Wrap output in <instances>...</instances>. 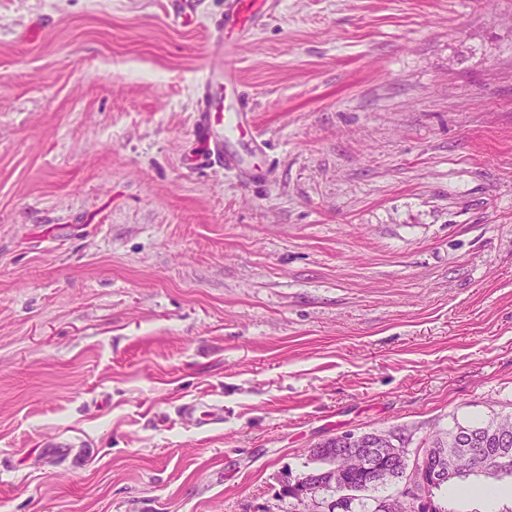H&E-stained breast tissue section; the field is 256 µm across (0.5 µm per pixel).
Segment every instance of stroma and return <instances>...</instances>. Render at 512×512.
<instances>
[{
	"label": "stroma",
	"mask_w": 512,
	"mask_h": 512,
	"mask_svg": "<svg viewBox=\"0 0 512 512\" xmlns=\"http://www.w3.org/2000/svg\"><path fill=\"white\" fill-rule=\"evenodd\" d=\"M223 8L0 0V512H305L326 438L512 413V0H281L258 185L188 166ZM197 0H168L167 15L174 24H185L194 18Z\"/></svg>",
	"instance_id": "1"
}]
</instances>
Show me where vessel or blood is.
<instances>
[{
  "mask_svg": "<svg viewBox=\"0 0 512 512\" xmlns=\"http://www.w3.org/2000/svg\"><path fill=\"white\" fill-rule=\"evenodd\" d=\"M260 5V10L248 15L241 0H224V15L211 33V61L199 78L195 108V128L207 155L222 158L225 171L251 181L256 173L246 171L242 154L225 149L224 140L232 136L247 147L256 141L253 107L238 81L237 56L242 43L264 23L267 12L278 7L279 0H261ZM196 11L197 0H168L167 15L173 23H187Z\"/></svg>",
  "mask_w": 512,
  "mask_h": 512,
  "instance_id": "vessel-or-blood-1",
  "label": "vessel or blood"
}]
</instances>
